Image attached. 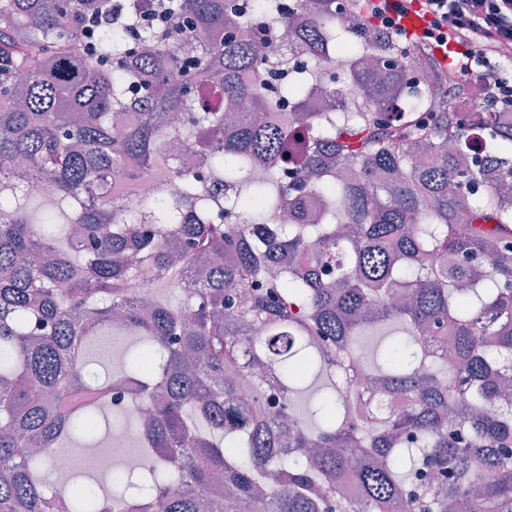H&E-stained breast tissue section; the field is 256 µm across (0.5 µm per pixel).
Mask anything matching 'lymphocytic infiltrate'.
<instances>
[{
	"label": "lymphocytic infiltrate",
	"instance_id": "lymphocytic-infiltrate-1",
	"mask_svg": "<svg viewBox=\"0 0 512 512\" xmlns=\"http://www.w3.org/2000/svg\"><path fill=\"white\" fill-rule=\"evenodd\" d=\"M389 38L447 64L458 77L491 79L498 104L512 106V0H359Z\"/></svg>",
	"mask_w": 512,
	"mask_h": 512
}]
</instances>
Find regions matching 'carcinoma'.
Returning <instances> with one entry per match:
<instances>
[{
	"mask_svg": "<svg viewBox=\"0 0 512 512\" xmlns=\"http://www.w3.org/2000/svg\"><path fill=\"white\" fill-rule=\"evenodd\" d=\"M356 12L0 0V512H61L31 448L110 428L94 405L116 388L150 461L125 480L147 496L79 479L74 512H448L463 498L512 512V129L493 102L402 101L430 61ZM281 27L306 61L262 52ZM174 42L187 52L168 56ZM338 54L355 103L336 95ZM246 98L263 114L236 111ZM171 144L199 166L179 168ZM30 173L51 195L36 217ZM143 181L155 196L131 211ZM309 198L308 223L282 220ZM240 210L253 223L234 224ZM136 280L183 283V301L145 308ZM386 322L406 336L336 386V361ZM108 330L142 344L101 378L86 348ZM310 378L327 389L314 428L294 407ZM364 380L406 408L358 416Z\"/></svg>",
	"mask_w": 512,
	"mask_h": 512,
	"instance_id": "1",
	"label": "carcinoma"
}]
</instances>
